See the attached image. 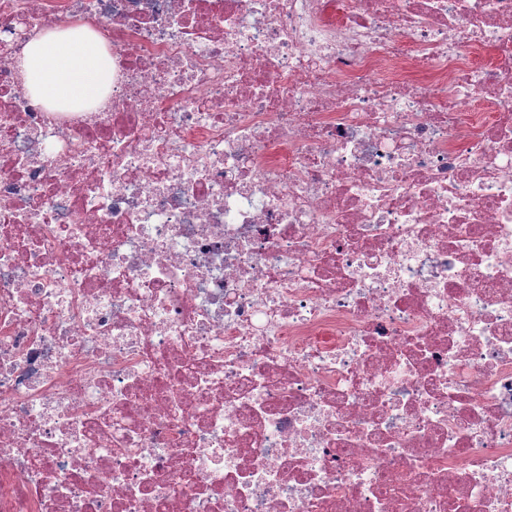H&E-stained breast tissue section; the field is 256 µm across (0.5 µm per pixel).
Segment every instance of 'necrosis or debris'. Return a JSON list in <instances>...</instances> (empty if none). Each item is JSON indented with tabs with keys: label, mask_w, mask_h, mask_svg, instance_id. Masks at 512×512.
<instances>
[{
	"label": "necrosis or debris",
	"mask_w": 512,
	"mask_h": 512,
	"mask_svg": "<svg viewBox=\"0 0 512 512\" xmlns=\"http://www.w3.org/2000/svg\"><path fill=\"white\" fill-rule=\"evenodd\" d=\"M0 512H512V0H0ZM19 67L33 100L56 112H83L112 85V57L102 37L83 22L37 34Z\"/></svg>",
	"instance_id": "1"
}]
</instances>
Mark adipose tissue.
<instances>
[{
    "label": "adipose tissue",
    "instance_id": "adipose-tissue-1",
    "mask_svg": "<svg viewBox=\"0 0 512 512\" xmlns=\"http://www.w3.org/2000/svg\"><path fill=\"white\" fill-rule=\"evenodd\" d=\"M34 101L56 112H81L112 83V57L102 37L83 22L33 37L19 59Z\"/></svg>",
    "mask_w": 512,
    "mask_h": 512
}]
</instances>
